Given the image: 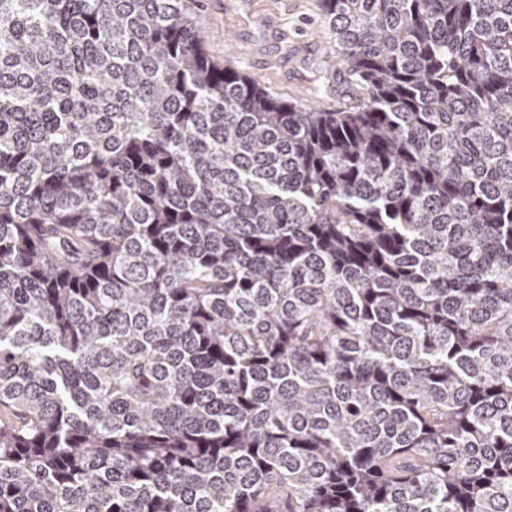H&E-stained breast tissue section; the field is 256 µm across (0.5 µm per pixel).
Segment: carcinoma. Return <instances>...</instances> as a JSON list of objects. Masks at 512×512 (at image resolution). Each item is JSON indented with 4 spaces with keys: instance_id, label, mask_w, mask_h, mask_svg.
I'll return each instance as SVG.
<instances>
[{
    "instance_id": "carcinoma-1",
    "label": "carcinoma",
    "mask_w": 512,
    "mask_h": 512,
    "mask_svg": "<svg viewBox=\"0 0 512 512\" xmlns=\"http://www.w3.org/2000/svg\"><path fill=\"white\" fill-rule=\"evenodd\" d=\"M319 2L0 0V512H512V0ZM208 55L282 99L332 111L349 103L318 0H185Z\"/></svg>"
}]
</instances>
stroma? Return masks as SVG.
Segmentation results:
<instances>
[{"mask_svg": "<svg viewBox=\"0 0 512 512\" xmlns=\"http://www.w3.org/2000/svg\"><path fill=\"white\" fill-rule=\"evenodd\" d=\"M204 46L280 98L332 111L349 103L318 0H185Z\"/></svg>", "mask_w": 512, "mask_h": 512, "instance_id": "1", "label": "stroma"}]
</instances>
